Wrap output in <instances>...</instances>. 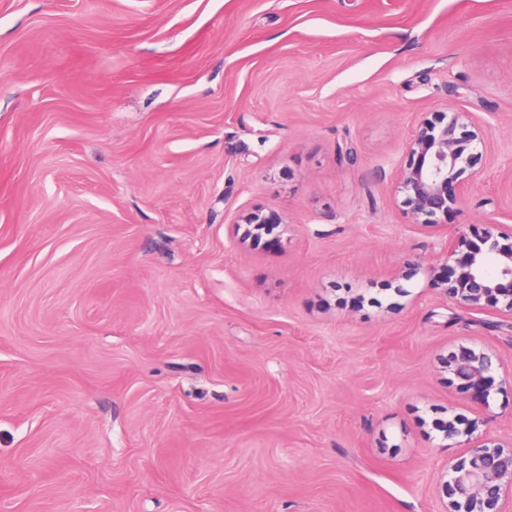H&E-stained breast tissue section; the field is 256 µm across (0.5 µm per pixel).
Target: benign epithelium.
<instances>
[{
	"label": "benign epithelium",
	"mask_w": 512,
	"mask_h": 512,
	"mask_svg": "<svg viewBox=\"0 0 512 512\" xmlns=\"http://www.w3.org/2000/svg\"><path fill=\"white\" fill-rule=\"evenodd\" d=\"M485 132L471 112H426L406 142L396 167V192L415 224L434 226L438 219L458 209L465 201L460 177L475 174L486 161ZM282 224L262 208L243 213L235 231L245 245ZM450 275L438 282L453 304L472 309L500 307L512 313V224L490 222L475 240L461 250L448 243L441 253ZM448 371L487 403L493 356L474 344L461 343L447 359ZM484 419L460 429L448 420L444 438H468L465 456L442 474L443 512H507L512 502V438L505 440L486 431L475 435Z\"/></svg>",
	"instance_id": "obj_1"
}]
</instances>
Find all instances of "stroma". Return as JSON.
I'll return each mask as SVG.
<instances>
[{
	"mask_svg": "<svg viewBox=\"0 0 512 512\" xmlns=\"http://www.w3.org/2000/svg\"><path fill=\"white\" fill-rule=\"evenodd\" d=\"M445 108L491 155L424 227L395 169ZM491 220L512 0H0V512H441L436 421L512 436V314L432 281ZM270 224L280 225L282 221L278 219L275 214L266 212L262 208H256L243 213L237 224H234V227L235 231H237V235H239L240 230L244 226L242 233L239 235V241L241 244L245 245L247 242L250 244L252 241L257 240L262 232H270ZM258 227H262V229H256ZM249 232L250 236L248 234ZM448 371L487 405L491 374L496 370L493 356L474 344L461 343L447 359Z\"/></svg>",
	"mask_w": 512,
	"mask_h": 512,
	"instance_id": "obj_1",
	"label": "stroma"
}]
</instances>
